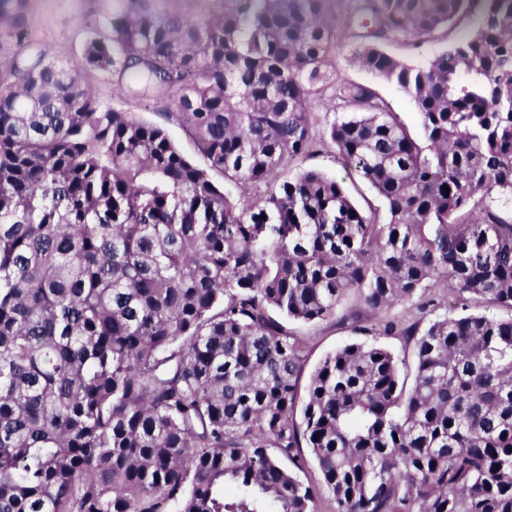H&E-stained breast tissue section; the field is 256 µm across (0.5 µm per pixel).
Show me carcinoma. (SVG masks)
<instances>
[{
  "instance_id": "cac0c4a2",
  "label": "carcinoma",
  "mask_w": 512,
  "mask_h": 512,
  "mask_svg": "<svg viewBox=\"0 0 512 512\" xmlns=\"http://www.w3.org/2000/svg\"><path fill=\"white\" fill-rule=\"evenodd\" d=\"M473 29L425 64L384 44ZM0 0V512H512V0H122L83 67L22 43ZM397 85L421 139L336 78L334 32ZM161 100L194 141L108 108L83 72ZM336 99L364 211L318 170L288 177ZM278 189L235 199L213 175ZM442 280L462 312L430 318ZM354 293L420 320L325 355L301 385L288 322ZM309 456H304L302 449Z\"/></svg>"
}]
</instances>
